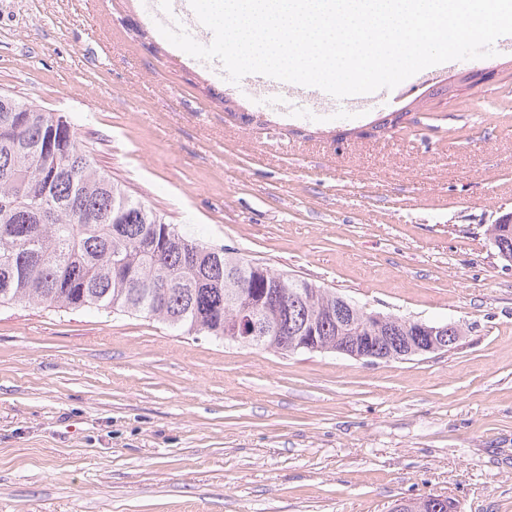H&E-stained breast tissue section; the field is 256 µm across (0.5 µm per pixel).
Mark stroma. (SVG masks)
I'll return each instance as SVG.
<instances>
[{"label":"stroma","instance_id":"1","mask_svg":"<svg viewBox=\"0 0 512 512\" xmlns=\"http://www.w3.org/2000/svg\"><path fill=\"white\" fill-rule=\"evenodd\" d=\"M483 70L391 132L431 82ZM289 109L220 79L147 0H0V92L77 123L99 167L203 242L457 348L284 355L96 311L0 306V512H512V46L385 98Z\"/></svg>","mask_w":512,"mask_h":512}]
</instances>
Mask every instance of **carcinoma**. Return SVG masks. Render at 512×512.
<instances>
[{"label": "carcinoma", "mask_w": 512, "mask_h": 512, "mask_svg": "<svg viewBox=\"0 0 512 512\" xmlns=\"http://www.w3.org/2000/svg\"><path fill=\"white\" fill-rule=\"evenodd\" d=\"M314 287L181 233L96 164L72 120L0 94V305L131 314L234 344L247 310L254 347L287 355L314 323L327 346L354 335L336 293L294 295Z\"/></svg>", "instance_id": "obj_1"}]
</instances>
